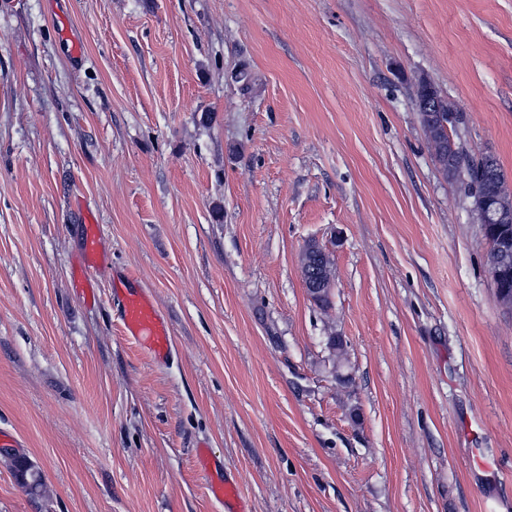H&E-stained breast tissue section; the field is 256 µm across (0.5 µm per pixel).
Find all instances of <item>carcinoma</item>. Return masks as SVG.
Listing matches in <instances>:
<instances>
[{
  "label": "carcinoma",
  "instance_id": "obj_1",
  "mask_svg": "<svg viewBox=\"0 0 512 512\" xmlns=\"http://www.w3.org/2000/svg\"><path fill=\"white\" fill-rule=\"evenodd\" d=\"M434 94L436 91L431 85L424 83L420 86L419 101L422 106L419 107V112L440 170L446 176L458 177L468 184L476 185L498 207L512 212V192L500 179L502 170L497 161L491 156L475 159L448 137V112L455 109V106L445 99L440 112L423 107V103ZM302 273L313 302L321 308L329 307L330 262L321 248L305 249L302 256Z\"/></svg>",
  "mask_w": 512,
  "mask_h": 512
}]
</instances>
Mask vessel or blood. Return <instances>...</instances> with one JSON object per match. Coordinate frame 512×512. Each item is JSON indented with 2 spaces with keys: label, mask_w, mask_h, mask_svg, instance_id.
Segmentation results:
<instances>
[{
  "label": "vessel or blood",
  "mask_w": 512,
  "mask_h": 512,
  "mask_svg": "<svg viewBox=\"0 0 512 512\" xmlns=\"http://www.w3.org/2000/svg\"><path fill=\"white\" fill-rule=\"evenodd\" d=\"M122 305L124 335L155 363L164 364L173 354V338L165 316L156 307L152 294L138 287L117 289ZM212 494L223 504L224 512H249L236 483L225 476L224 462L208 453L199 457Z\"/></svg>",
  "instance_id": "obj_1"
}]
</instances>
